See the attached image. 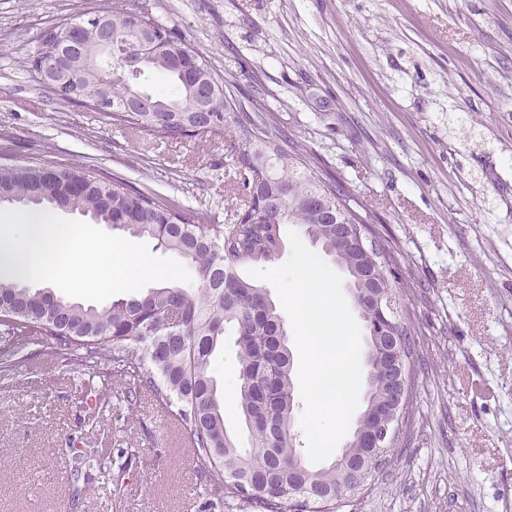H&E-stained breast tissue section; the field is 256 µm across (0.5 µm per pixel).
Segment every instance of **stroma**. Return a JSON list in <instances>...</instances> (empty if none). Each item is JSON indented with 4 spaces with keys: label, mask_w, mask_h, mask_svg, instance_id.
Masks as SVG:
<instances>
[{
    "label": "stroma",
    "mask_w": 512,
    "mask_h": 512,
    "mask_svg": "<svg viewBox=\"0 0 512 512\" xmlns=\"http://www.w3.org/2000/svg\"><path fill=\"white\" fill-rule=\"evenodd\" d=\"M113 0H0V153L79 165L199 213L245 197L211 134L160 142L59 101L27 66L40 33ZM187 39L234 111L348 182L399 244L415 350L393 458L338 512H506L512 499V0H124ZM84 375L34 354L0 376V512H204L201 463L149 396L87 424ZM132 449L121 482L71 447Z\"/></svg>",
    "instance_id": "1"
}]
</instances>
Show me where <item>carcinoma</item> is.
I'll use <instances>...</instances> for the list:
<instances>
[{"label":"carcinoma","instance_id":"carcinoma-1","mask_svg":"<svg viewBox=\"0 0 512 512\" xmlns=\"http://www.w3.org/2000/svg\"><path fill=\"white\" fill-rule=\"evenodd\" d=\"M111 20L115 55L138 43L130 15L115 0ZM165 40L139 67L169 86L165 92L138 87L140 76L112 79L102 99L106 71L75 62L62 100L97 106L115 125H131L157 139L220 135L234 123L228 144L245 194L278 196L281 202L237 213L222 224L214 215L184 209L174 200L146 193L122 181L100 178L76 167L48 171L46 165L0 163V202L31 208L57 207L79 212L98 224L147 235L175 253L193 280L152 288L139 297L118 299L101 308L67 301L45 288L20 280H0V372L25 362L32 348L56 358L69 370L92 369L98 376L126 385L123 408L132 413L142 393L171 413L203 465L202 483L211 506L237 512H336L343 495V475L336 464L315 469L299 448L293 425L297 414L292 353L288 334L265 288L244 279L241 267L272 262L283 247L282 227L292 224L348 275L349 293L364 285L360 263L372 271L378 287L395 294L399 277L392 262L396 246L379 236L367 216L349 208L354 193L343 181L319 177L299 145L277 132L263 104L228 121L230 94L212 76L208 60L185 38L145 14ZM55 42L39 38L33 62L57 63ZM196 57L220 87L212 111L198 112V93L184 80L176 58ZM150 101L156 111H128L132 93ZM234 333L237 353V405L251 437L238 447L224 424V396L212 366L224 345L226 328ZM408 328L400 336L404 357L390 360L388 338L367 331L362 356L364 409L388 405L413 376L414 347ZM107 464L120 472L137 467V455L122 450L103 456L89 448L78 469Z\"/></svg>","mask_w":512,"mask_h":512}]
</instances>
